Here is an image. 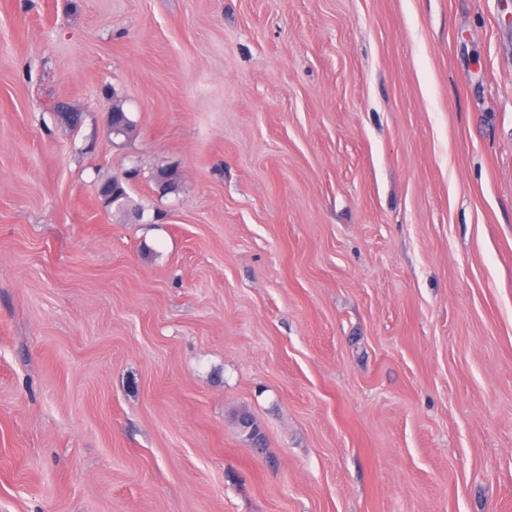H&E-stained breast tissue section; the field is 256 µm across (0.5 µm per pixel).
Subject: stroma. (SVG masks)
Listing matches in <instances>:
<instances>
[{
    "label": "stroma",
    "instance_id": "stroma-1",
    "mask_svg": "<svg viewBox=\"0 0 512 512\" xmlns=\"http://www.w3.org/2000/svg\"><path fill=\"white\" fill-rule=\"evenodd\" d=\"M0 512H512V0H0Z\"/></svg>",
    "mask_w": 512,
    "mask_h": 512
}]
</instances>
